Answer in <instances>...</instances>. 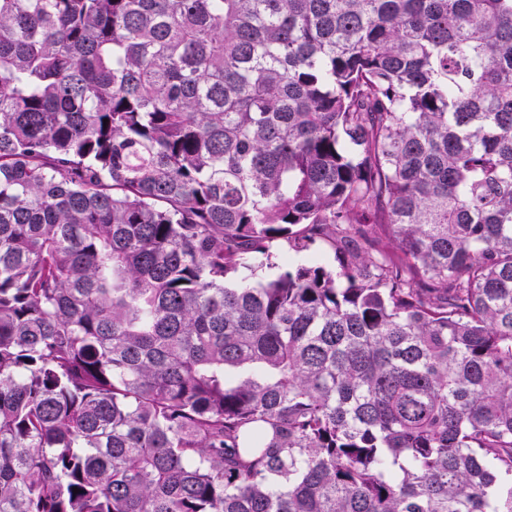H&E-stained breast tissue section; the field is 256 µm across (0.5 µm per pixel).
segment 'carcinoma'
<instances>
[{
  "label": "carcinoma",
  "instance_id": "obj_1",
  "mask_svg": "<svg viewBox=\"0 0 512 512\" xmlns=\"http://www.w3.org/2000/svg\"><path fill=\"white\" fill-rule=\"evenodd\" d=\"M0 512H512V0H0Z\"/></svg>",
  "mask_w": 512,
  "mask_h": 512
}]
</instances>
